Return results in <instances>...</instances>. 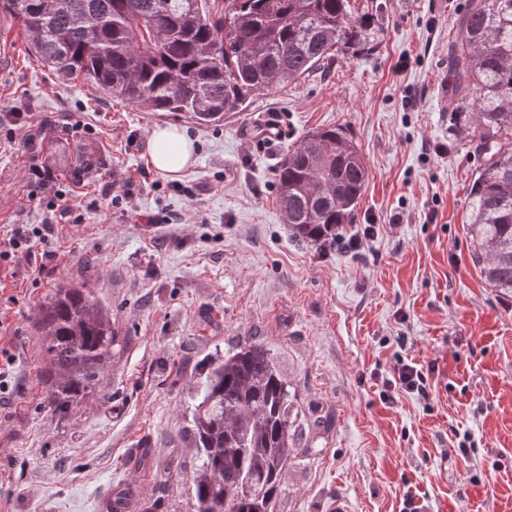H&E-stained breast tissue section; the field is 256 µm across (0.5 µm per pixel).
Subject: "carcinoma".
<instances>
[{
  "label": "carcinoma",
  "mask_w": 512,
  "mask_h": 512,
  "mask_svg": "<svg viewBox=\"0 0 512 512\" xmlns=\"http://www.w3.org/2000/svg\"><path fill=\"white\" fill-rule=\"evenodd\" d=\"M0 0L29 51L63 81L153 112L218 125L253 96L371 43L351 0ZM448 52V98L479 130L483 156L468 198L472 259L493 288L512 293V0L458 11ZM285 223L298 240L330 247L354 221L367 182L357 145L340 129L308 133L274 171ZM36 324L48 384L43 408L66 418L95 395L116 335L84 285L62 284ZM187 429L198 465L193 512H276L301 429L294 395L270 350L243 341L198 362Z\"/></svg>",
  "instance_id": "obj_1"
}]
</instances>
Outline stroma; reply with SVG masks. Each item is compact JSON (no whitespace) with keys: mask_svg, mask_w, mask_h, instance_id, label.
<instances>
[{"mask_svg":"<svg viewBox=\"0 0 512 512\" xmlns=\"http://www.w3.org/2000/svg\"><path fill=\"white\" fill-rule=\"evenodd\" d=\"M467 2L352 0L373 22L371 47L210 127L60 81L0 18V249L11 225L49 214L31 166L54 171L71 208L50 276L25 262L0 270V512H100L127 480L153 512H192L190 376L246 338L275 354L303 421L277 512H404L409 499L426 512H512V293L472 261L466 204L482 157L445 86ZM17 112L44 122L37 138ZM166 125L194 144L193 165L173 174L149 161ZM334 128L368 172L347 231L375 232L358 250L295 240L273 187L288 149ZM107 191L116 205L87 209ZM64 281L110 309L121 348L94 398L61 420L42 408L36 315ZM399 355L431 368L426 394L384 398ZM138 448L151 455L133 469Z\"/></svg>","mask_w":512,"mask_h":512,"instance_id":"1","label":"stroma"}]
</instances>
